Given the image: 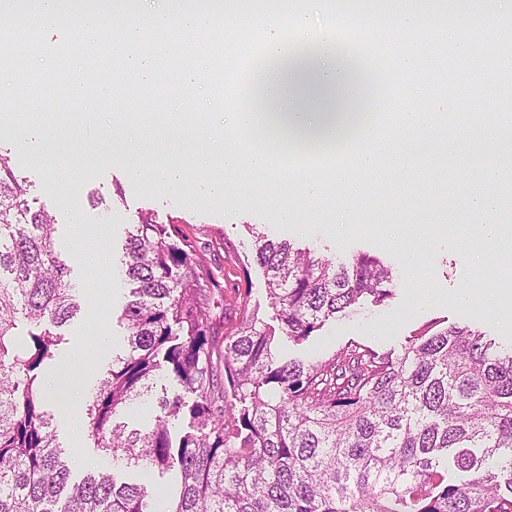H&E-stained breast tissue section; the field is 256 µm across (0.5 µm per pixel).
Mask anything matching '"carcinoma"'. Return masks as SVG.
<instances>
[{
  "label": "carcinoma",
  "mask_w": 512,
  "mask_h": 512,
  "mask_svg": "<svg viewBox=\"0 0 512 512\" xmlns=\"http://www.w3.org/2000/svg\"><path fill=\"white\" fill-rule=\"evenodd\" d=\"M0 152V512H512V345L468 325L408 337L398 352L350 341L324 359H290L243 304L224 336L210 322L212 276L173 226L143 217L122 265L128 350L84 409L94 447L174 485L79 481L58 445L41 370L51 331L81 310L55 248L53 216ZM280 331L297 345L363 299L382 306L393 272L377 256L337 264L255 236ZM191 401L163 395L152 430L115 416L152 390L161 363ZM186 431L174 439L169 421Z\"/></svg>",
  "instance_id": "carcinoma-1"
}]
</instances>
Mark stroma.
<instances>
[{
    "mask_svg": "<svg viewBox=\"0 0 512 512\" xmlns=\"http://www.w3.org/2000/svg\"><path fill=\"white\" fill-rule=\"evenodd\" d=\"M32 122L33 129L26 131L0 120V147L10 150L18 173L31 181V207L55 216V246L68 260L79 297L93 291L100 271L97 256L120 268L127 230L141 215L150 214L188 237L203 269L213 276L210 315L217 338L231 332L245 303L266 323L276 322L263 272L247 262L254 249L247 229L253 226L269 239L313 249L338 263L360 252L376 255L395 277V296L388 304L358 306L329 320L302 345L281 344V353L288 357L316 360L351 340L397 350L408 337L434 325L467 324L512 343V248L495 241L473 247L466 241L465 225L456 222L469 208L472 186L481 180L474 159L488 154L483 132L491 117L461 121L466 138L456 169L436 173L437 149L414 147L399 170L387 175L374 168L361 171L347 210L338 207L343 190L332 183H324L320 199L307 200L287 175L269 180L245 169L225 175L220 199L190 189L173 192L157 177V170L177 156L192 179L215 176L213 155L218 145L197 137L186 125L174 138L157 137L153 129L161 120L156 116L147 122L129 119L126 128L115 130L108 117L91 121L81 111L64 115L62 128L93 122L111 128L112 137L75 135L55 143L64 158L46 168L41 164L45 146L38 129L42 119L36 116ZM141 152L149 162L134 178L129 166ZM101 197L110 199L111 207L98 205ZM79 224L103 227L86 254L74 234ZM127 298L126 282L110 285L100 313L82 308L61 327L60 352L80 365L65 394L58 373L45 369L44 390L51 399L57 441L75 474L110 469L118 479L157 485L161 479L156 474L113 468L111 456L94 447L86 429L70 426L80 419L113 355L126 349L127 331L119 316ZM180 391L166 369H159L152 397L136 401L119 419L128 428L148 430L157 397Z\"/></svg>",
    "mask_w": 512,
    "mask_h": 512,
    "instance_id": "1",
    "label": "stroma"
}]
</instances>
